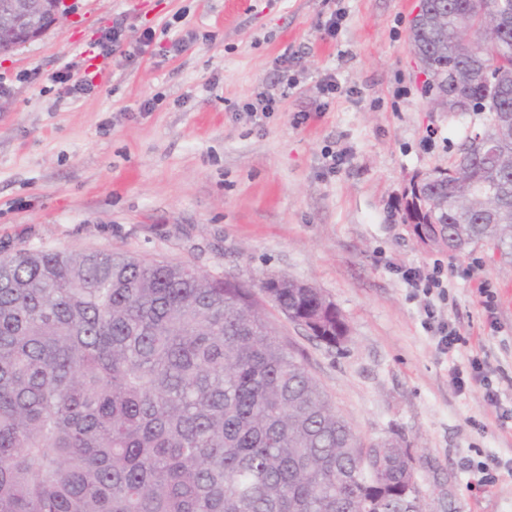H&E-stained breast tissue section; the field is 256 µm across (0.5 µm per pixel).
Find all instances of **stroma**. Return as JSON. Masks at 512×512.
<instances>
[{
    "mask_svg": "<svg viewBox=\"0 0 512 512\" xmlns=\"http://www.w3.org/2000/svg\"><path fill=\"white\" fill-rule=\"evenodd\" d=\"M418 0H70L61 26L0 54V256L115 250L211 276L308 282L342 314L338 347L267 314L363 442L412 449L429 512H512V471L479 487L478 462L512 458V423L454 370L480 358L512 402V263L487 246L422 244L400 206L410 179L448 165L485 114L423 93L409 44ZM124 18L115 51L100 45ZM152 43L141 42L144 30ZM214 40H202L205 32ZM187 41L167 53L175 38ZM95 71L73 95L57 75ZM335 79V95L323 94ZM282 95L267 118L239 112ZM343 150V165L329 152ZM448 275L440 312L397 272ZM496 296L487 314L478 293ZM397 271L408 288H412L413 291L422 293L426 299L428 298L424 306L425 320L428 324L437 322V332L439 333L437 346L441 353H448L461 340V337L454 328H449L447 322L439 320V311L431 299L436 295L440 301L447 300L448 285L444 283L443 271L434 267L429 272L414 266H401Z\"/></svg>",
    "mask_w": 512,
    "mask_h": 512,
    "instance_id": "35a3bbf8",
    "label": "stroma"
}]
</instances>
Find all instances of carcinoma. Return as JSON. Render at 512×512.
<instances>
[{
	"mask_svg": "<svg viewBox=\"0 0 512 512\" xmlns=\"http://www.w3.org/2000/svg\"><path fill=\"white\" fill-rule=\"evenodd\" d=\"M409 42L425 93L488 117L402 219L512 258V0H419ZM256 288L291 317L323 305L294 279L226 288L122 251L0 259V512H424L401 448L362 444Z\"/></svg>",
	"mask_w": 512,
	"mask_h": 512,
	"instance_id": "cac0c4a2",
	"label": "carcinoma"
}]
</instances>
